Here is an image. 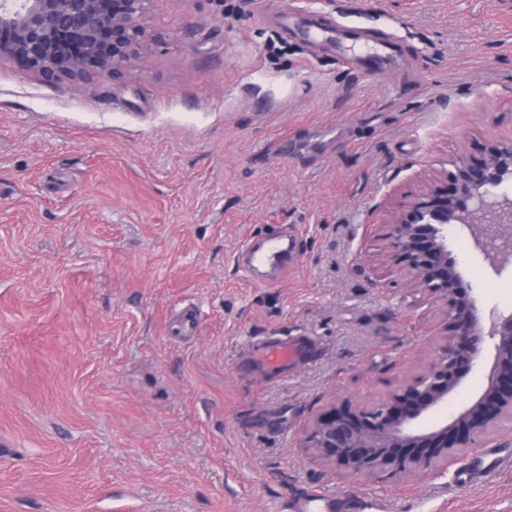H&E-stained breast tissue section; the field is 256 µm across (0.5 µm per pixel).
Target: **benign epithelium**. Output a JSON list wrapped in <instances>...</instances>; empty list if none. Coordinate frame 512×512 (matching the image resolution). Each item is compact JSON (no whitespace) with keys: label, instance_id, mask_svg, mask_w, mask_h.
<instances>
[{"label":"benign epithelium","instance_id":"benign-epithelium-1","mask_svg":"<svg viewBox=\"0 0 512 512\" xmlns=\"http://www.w3.org/2000/svg\"><path fill=\"white\" fill-rule=\"evenodd\" d=\"M149 0H0V60L47 81L122 76L152 40ZM512 140L490 138L476 159L435 177L383 223V262L404 287L444 306L447 337L428 366L386 398L327 404L310 422L304 447L342 475H430L512 420V310L488 319L474 288L448 252V227L464 232L497 275L512 266ZM492 357L483 392L442 426L422 418L441 405L463 375Z\"/></svg>","mask_w":512,"mask_h":512}]
</instances>
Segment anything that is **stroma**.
Here are the masks:
<instances>
[{
    "label": "stroma",
    "mask_w": 512,
    "mask_h": 512,
    "mask_svg": "<svg viewBox=\"0 0 512 512\" xmlns=\"http://www.w3.org/2000/svg\"><path fill=\"white\" fill-rule=\"evenodd\" d=\"M294 0H150L123 77L0 61V512H512V424L447 469L341 478L301 442L445 341L441 305L381 261L383 219L512 138V0H311L405 69L287 36ZM294 227L285 265L241 250ZM482 309H512L465 236ZM283 340L300 362L269 364ZM469 373L425 426L486 385ZM401 60L400 51L387 40L374 41L365 53L356 58L357 66L366 74L381 70H396Z\"/></svg>",
    "instance_id": "stroma-1"
}]
</instances>
